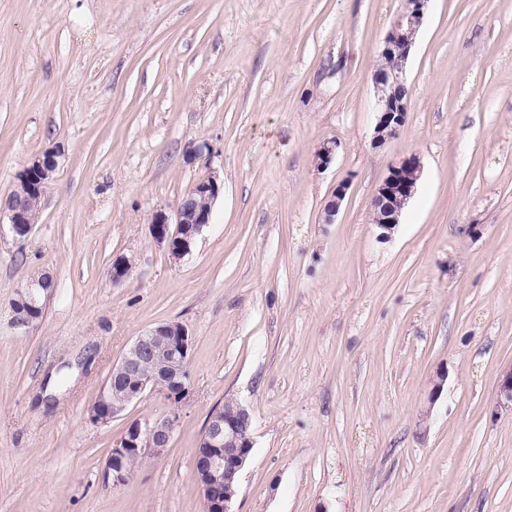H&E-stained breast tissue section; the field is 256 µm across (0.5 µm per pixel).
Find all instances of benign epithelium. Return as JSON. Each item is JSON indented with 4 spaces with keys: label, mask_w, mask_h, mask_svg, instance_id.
Segmentation results:
<instances>
[{
    "label": "benign epithelium",
    "mask_w": 512,
    "mask_h": 512,
    "mask_svg": "<svg viewBox=\"0 0 512 512\" xmlns=\"http://www.w3.org/2000/svg\"><path fill=\"white\" fill-rule=\"evenodd\" d=\"M428 2L405 0L380 49V55L396 60L397 65L391 69H378L373 74L376 89L374 140L379 145L396 137L405 124L409 103L405 66L424 23ZM61 156L62 152L56 146L31 158L17 175L11 191L5 198H0V215L8 219L14 239L23 240L30 234L35 220L28 202L42 194L52 180ZM421 172V159L415 153L389 167L373 200L375 222L380 228L389 231L399 223L403 208L416 192ZM223 187L224 183L215 174L196 181L180 200L173 226L165 212H156L152 219V235L157 243L166 247L171 258L179 260L192 251L197 235L210 221L212 202ZM346 191L347 185L343 182L334 188L324 208L325 223H333ZM51 283L52 277L44 273L18 291L19 307L15 313L18 324L33 323L38 297ZM191 346L192 337L179 323L159 324L141 333L113 364L112 374L87 409L88 420L102 424L120 415L146 393L160 395L170 406L164 417L144 422L136 420L127 426L120 445L112 450L109 458L108 472L112 473L113 484L122 485L128 480L127 458L160 455L169 447L179 419V407L188 395L186 369ZM160 353L168 359V365L146 369V365ZM252 449V416L244 406L237 405L230 416L222 409L211 413L196 449L195 465V478L205 495L206 512H232L238 490L235 479L250 460Z\"/></svg>",
    "instance_id": "obj_1"
}]
</instances>
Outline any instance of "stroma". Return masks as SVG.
Here are the masks:
<instances>
[{"label":"stroma","mask_w":512,"mask_h":512,"mask_svg":"<svg viewBox=\"0 0 512 512\" xmlns=\"http://www.w3.org/2000/svg\"><path fill=\"white\" fill-rule=\"evenodd\" d=\"M402 6L0 0V195L63 151L30 235L0 239V512H203L195 451L230 398L254 441L234 512H512V0H430L406 122L378 146L372 77ZM411 152L416 192L382 232L374 195ZM212 172L210 222L171 259L152 218ZM41 272L55 290L17 325ZM169 322L192 338L189 395L116 486L126 426L169 405L86 409ZM52 283V277L47 274H41L39 278H33L27 284L18 291L17 303L20 305L17 307L15 314V321L20 325H29L33 323L35 311L37 310L36 302L38 297L42 294V290H45L46 297L49 296L47 291L49 285ZM47 291V292H46Z\"/></svg>","instance_id":"1"}]
</instances>
